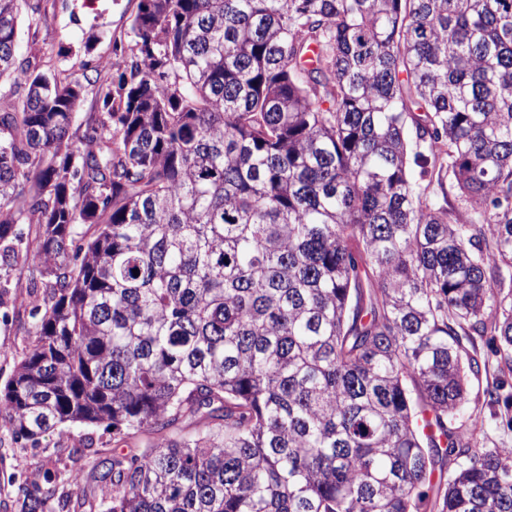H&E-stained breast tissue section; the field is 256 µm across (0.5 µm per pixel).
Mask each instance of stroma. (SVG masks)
Wrapping results in <instances>:
<instances>
[{"label":"stroma","instance_id":"35a3bbf8","mask_svg":"<svg viewBox=\"0 0 512 512\" xmlns=\"http://www.w3.org/2000/svg\"><path fill=\"white\" fill-rule=\"evenodd\" d=\"M137 5L138 0H52L46 18L22 19L19 49L35 50L44 69L81 78L83 61L112 57L114 39L127 30ZM26 296V289L14 288L5 299L9 318L0 321V387L29 353L34 340ZM88 441L107 454L116 446L111 431L102 426L54 431L35 446L14 440L0 427V512H20L18 488L22 485L47 484L56 496H70L72 486L67 479L49 484L44 473L75 470L72 451Z\"/></svg>","mask_w":512,"mask_h":512}]
</instances>
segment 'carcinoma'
<instances>
[{
    "label": "carcinoma",
    "instance_id": "obj_1",
    "mask_svg": "<svg viewBox=\"0 0 512 512\" xmlns=\"http://www.w3.org/2000/svg\"><path fill=\"white\" fill-rule=\"evenodd\" d=\"M48 2L0 0V299L39 316L0 425L112 429L92 512H512V395L471 398L512 373V0H139L78 136L16 51ZM512 417V409L509 408L508 412L503 406L496 407V415L490 416L487 410V441L485 446L487 448H495L501 446V443L506 442L512 446V432L508 431L505 425V420Z\"/></svg>",
    "mask_w": 512,
    "mask_h": 512
}]
</instances>
